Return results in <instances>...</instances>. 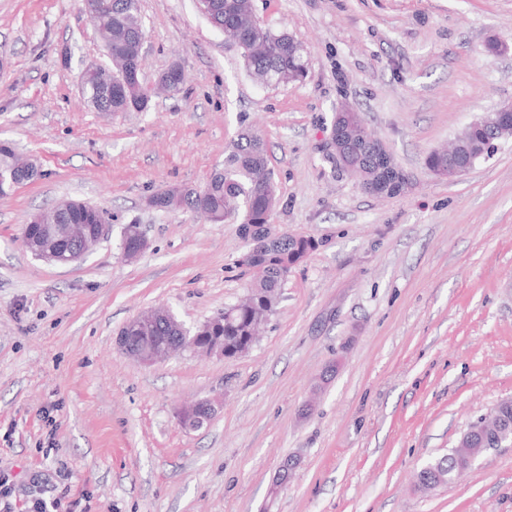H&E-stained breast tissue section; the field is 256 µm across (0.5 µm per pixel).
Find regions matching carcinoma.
I'll list each match as a JSON object with an SVG mask.
<instances>
[{
  "mask_svg": "<svg viewBox=\"0 0 512 512\" xmlns=\"http://www.w3.org/2000/svg\"><path fill=\"white\" fill-rule=\"evenodd\" d=\"M93 23L101 34L112 38V71L125 69L130 44L143 31L139 0H91ZM215 13L208 20L224 23V33L239 42L251 73L271 76L275 83H291L306 72L301 46L288 34L275 33L254 18L248 0H213ZM84 95L90 106L106 105L114 112H145L154 94L141 78L132 81L120 93L107 88L104 73L94 70L84 78ZM336 125L355 148L354 159L361 168L364 186L373 190L383 180V172L375 160L371 138L358 112H341ZM17 152L11 146L0 145V174L14 182L0 181V195L12 192L16 185L28 183L40 175V170L25 172L16 167ZM427 167L435 174L448 175V154L432 152L426 158ZM161 211L187 210L199 213L214 223L239 217L241 223L256 228V242L239 259V265L253 273L250 295L246 300L224 309V316L201 330L212 342L224 344L227 356L247 352L268 316L281 300V288L289 271L315 247L313 240L288 232H277L271 224L277 204L273 173L268 166L267 150L261 136L247 132L234 141L224 156V166L215 171L206 184L197 189L182 187L175 195L171 189L153 194ZM104 211L86 202L63 200L56 206L33 213L24 227L28 236L40 235L39 224H97ZM176 335L165 323L145 330L130 332L131 342L140 347L156 346ZM487 450L484 437L466 436L448 449V453L428 461L419 472V487L430 490L453 483L470 469L471 459Z\"/></svg>",
  "mask_w": 512,
  "mask_h": 512,
  "instance_id": "cac0c4a2",
  "label": "carcinoma"
}]
</instances>
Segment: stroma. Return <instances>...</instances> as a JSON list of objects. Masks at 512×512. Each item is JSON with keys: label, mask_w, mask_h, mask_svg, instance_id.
I'll use <instances>...</instances> for the list:
<instances>
[{"label": "stroma", "mask_w": 512, "mask_h": 512, "mask_svg": "<svg viewBox=\"0 0 512 512\" xmlns=\"http://www.w3.org/2000/svg\"><path fill=\"white\" fill-rule=\"evenodd\" d=\"M142 73L186 80L146 112L87 107L101 43L82 0H0V141L41 175L0 196V476L81 512H512V447L455 484L417 474L512 397V139L457 178L426 156L512 100V0H252L304 49L303 81L254 79L196 0H139ZM506 44L490 55L489 41ZM363 115L408 178L366 191L328 155L336 109ZM245 130L267 145L276 230L313 238L250 351L144 365L118 330L162 306L195 328L243 297L238 224L146 207L204 186ZM97 205L106 238L59 267L30 215ZM148 241L134 261L125 225ZM216 412L183 428L181 408Z\"/></svg>", "instance_id": "obj_1"}]
</instances>
